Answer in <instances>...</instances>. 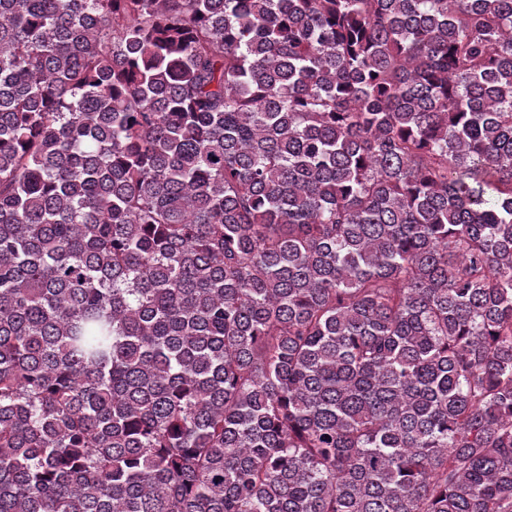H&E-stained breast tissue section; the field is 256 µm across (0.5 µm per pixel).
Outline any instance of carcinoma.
<instances>
[{"label": "carcinoma", "instance_id": "obj_1", "mask_svg": "<svg viewBox=\"0 0 512 512\" xmlns=\"http://www.w3.org/2000/svg\"><path fill=\"white\" fill-rule=\"evenodd\" d=\"M0 512H512V0H0Z\"/></svg>", "mask_w": 512, "mask_h": 512}]
</instances>
